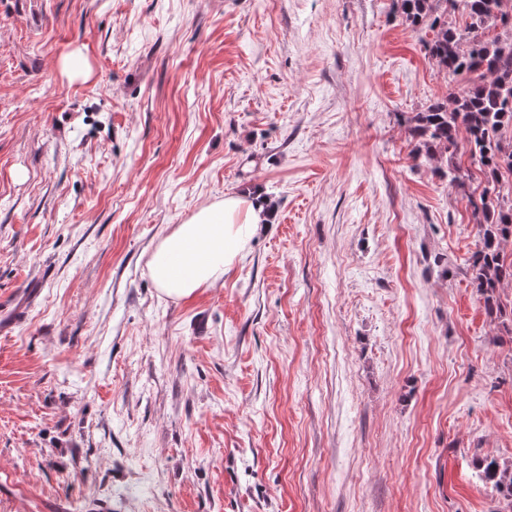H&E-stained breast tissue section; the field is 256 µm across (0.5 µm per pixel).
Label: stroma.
I'll return each mask as SVG.
<instances>
[{"label":"stroma","instance_id":"35a3bbf8","mask_svg":"<svg viewBox=\"0 0 512 512\" xmlns=\"http://www.w3.org/2000/svg\"><path fill=\"white\" fill-rule=\"evenodd\" d=\"M426 38L391 0H0V512H512ZM256 186L221 282L162 295L158 241ZM61 69L71 78H88L91 67L88 59L81 52H70L61 59ZM482 480L492 491L512 501V464L500 463L495 458L478 459Z\"/></svg>","mask_w":512,"mask_h":512}]
</instances>
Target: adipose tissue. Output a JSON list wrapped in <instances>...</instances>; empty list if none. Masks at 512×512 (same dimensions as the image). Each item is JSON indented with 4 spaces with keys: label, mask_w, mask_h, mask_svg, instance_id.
Masks as SVG:
<instances>
[{
    "label": "adipose tissue",
    "mask_w": 512,
    "mask_h": 512,
    "mask_svg": "<svg viewBox=\"0 0 512 512\" xmlns=\"http://www.w3.org/2000/svg\"><path fill=\"white\" fill-rule=\"evenodd\" d=\"M270 201L251 189L201 207L160 239L148 262L161 293L184 299L215 286L245 249L258 224L270 223Z\"/></svg>",
    "instance_id": "obj_1"
}]
</instances>
